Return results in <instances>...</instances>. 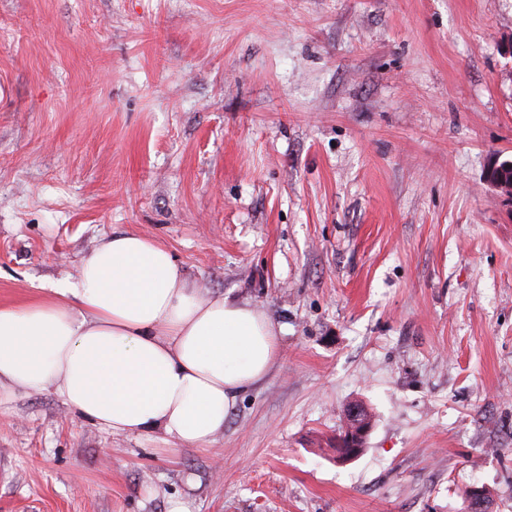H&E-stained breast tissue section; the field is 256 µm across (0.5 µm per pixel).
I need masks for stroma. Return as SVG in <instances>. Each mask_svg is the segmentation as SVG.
<instances>
[{
    "mask_svg": "<svg viewBox=\"0 0 512 512\" xmlns=\"http://www.w3.org/2000/svg\"><path fill=\"white\" fill-rule=\"evenodd\" d=\"M511 41L512 0H0V305L134 231L280 342L206 450L14 400L0 512H512ZM497 169V173L493 176L492 171ZM512 173V158L495 157L492 166L488 172L489 181L503 194V198L507 201L512 200V177L511 181L507 180L508 174ZM349 425H350V441H354L352 445L355 448H350L347 442V431L346 428H342V430L336 435V438L334 440H330L328 445L330 448H333L336 450V453H349L350 451H355V455H360L364 448H358L361 447L362 443L364 442L366 436L369 434L371 430V421L364 419L358 415L357 409H352L349 413ZM342 440L343 446L338 447L334 441Z\"/></svg>",
    "mask_w": 512,
    "mask_h": 512,
    "instance_id": "1",
    "label": "stroma"
}]
</instances>
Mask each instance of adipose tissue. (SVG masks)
Wrapping results in <instances>:
<instances>
[{
	"label": "adipose tissue",
	"mask_w": 512,
	"mask_h": 512,
	"mask_svg": "<svg viewBox=\"0 0 512 512\" xmlns=\"http://www.w3.org/2000/svg\"><path fill=\"white\" fill-rule=\"evenodd\" d=\"M52 293L0 305V405L48 391L105 432L205 450L278 357L261 309L191 287L167 248L135 232L107 237Z\"/></svg>",
	"instance_id": "1"
}]
</instances>
